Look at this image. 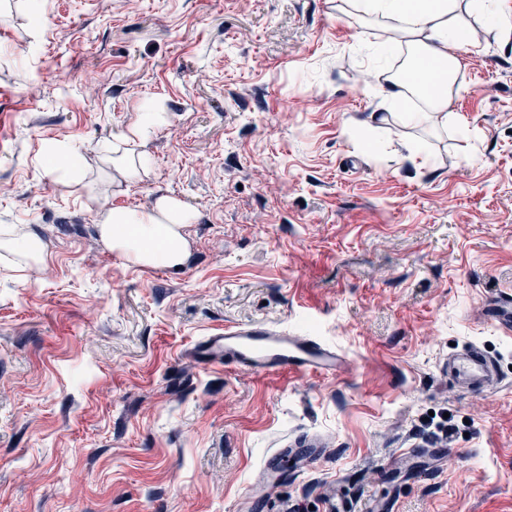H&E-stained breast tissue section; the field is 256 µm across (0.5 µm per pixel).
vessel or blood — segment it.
Here are the masks:
<instances>
[{
	"label": "vessel or blood",
	"instance_id": "1",
	"mask_svg": "<svg viewBox=\"0 0 512 512\" xmlns=\"http://www.w3.org/2000/svg\"><path fill=\"white\" fill-rule=\"evenodd\" d=\"M195 356L205 364L231 365L259 377L306 373L334 377L351 365L345 353L317 337L263 325L225 328L220 335L201 341ZM448 371L468 392L489 390L497 383L492 361L476 347L450 359ZM320 451V441L312 437L278 449L266 460L251 491L236 503V512H248L255 500L264 497L268 487L287 477L292 464L306 458L316 459Z\"/></svg>",
	"mask_w": 512,
	"mask_h": 512
}]
</instances>
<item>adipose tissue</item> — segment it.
Here are the masks:
<instances>
[{
    "label": "adipose tissue",
    "instance_id": "ef3b65f1",
    "mask_svg": "<svg viewBox=\"0 0 512 512\" xmlns=\"http://www.w3.org/2000/svg\"><path fill=\"white\" fill-rule=\"evenodd\" d=\"M483 0H355L364 12L389 22L394 42L415 52V64L441 65L439 88L431 93L424 108L407 113L408 121L444 125L448 122V81L456 54L467 43L459 26L462 6L476 8ZM164 122L162 113L146 111L122 137L126 148L107 160L114 186L132 185L145 174L148 161L137 155L135 145ZM196 214L186 203L171 196L158 197L151 207L138 210L115 207L100 213L101 238L125 261L140 267L173 269L183 267L187 255L184 230Z\"/></svg>",
    "mask_w": 512,
    "mask_h": 512
}]
</instances>
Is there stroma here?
I'll list each match as a JSON object with an SVG mask.
<instances>
[{
  "label": "stroma",
  "instance_id": "stroma-1",
  "mask_svg": "<svg viewBox=\"0 0 512 512\" xmlns=\"http://www.w3.org/2000/svg\"><path fill=\"white\" fill-rule=\"evenodd\" d=\"M512 16V0H501ZM466 10L448 123L380 111L383 21L346 0H0V512H231L267 458L325 453L256 512H512V32ZM142 179L102 162L145 106ZM58 143L80 187L49 173ZM196 213L179 270L130 266L100 205ZM229 323L325 337L333 378L193 358ZM480 348L499 386L465 393ZM448 416L450 442L429 433ZM2 251L15 254L23 259L26 265L38 263L43 258L44 245L36 235H25L18 238L0 240ZM448 372L467 392L490 390L497 384L492 361L477 347H469L448 360Z\"/></svg>",
  "mask_w": 512,
  "mask_h": 512
}]
</instances>
